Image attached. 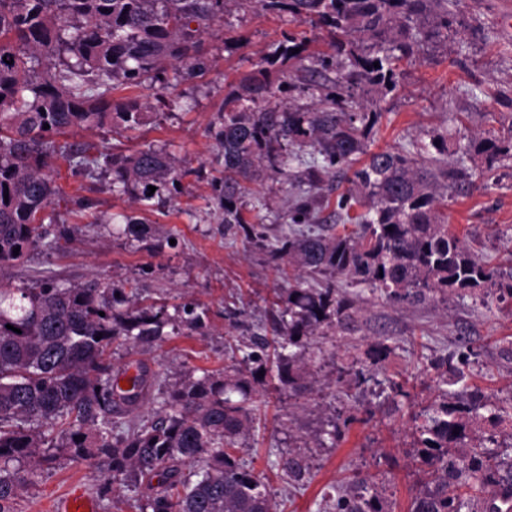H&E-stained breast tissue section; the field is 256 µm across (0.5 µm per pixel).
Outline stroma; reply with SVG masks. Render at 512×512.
Listing matches in <instances>:
<instances>
[{
  "label": "stroma",
  "instance_id": "stroma-1",
  "mask_svg": "<svg viewBox=\"0 0 512 512\" xmlns=\"http://www.w3.org/2000/svg\"><path fill=\"white\" fill-rule=\"evenodd\" d=\"M461 26L448 39L428 44L420 58L401 64L395 91L375 98L382 117L371 150L407 146L427 133L449 132L448 163L458 147L484 131L512 136V32L500 25L512 13V0H460ZM305 33L288 15L259 7L225 12L207 38L211 69L202 79L170 88L163 100L142 86L115 91L151 103L147 123L122 128L77 129L57 137L58 145L87 142L129 154L143 143L163 146L187 174L182 193L148 207V223L172 230L174 244L151 239L129 243L108 219L132 212L130 194L108 188V175L73 174L62 156L52 160L56 182L66 199L55 208L58 223L73 228L62 250L32 251L11 269L13 279L47 271L63 284L92 279L126 280L143 290L147 302L168 306L193 302L208 312L204 333L179 331L161 346L144 350L121 346L112 362H143L152 385L132 418L151 420L179 368L219 370L229 363L240 324L265 322L279 288L265 251L224 238L222 215L210 200L216 140L210 131L231 83L250 73L272 51L283 33ZM474 187L449 195L443 212L462 240L482 259L497 265L512 257V160L486 170L471 164ZM95 203L98 223L75 213L73 199ZM359 309V329L349 336H319L304 352L306 389L274 394L263 426L240 450L284 512H331L322 499L332 486L363 479L376 489L386 512H411L415 496L429 479L419 462L421 447L414 414L435 402L440 358L471 352L463 382L452 394L481 391L501 407L502 421L481 414L475 429H497L493 449L512 461V303L484 306L479 296L448 294L424 303L393 302L366 287L348 289ZM386 348L383 366L372 363ZM304 449L308 469L302 480L286 475L290 452ZM97 474L86 463L60 459L13 503L14 512H51L71 483L94 492Z\"/></svg>",
  "mask_w": 512,
  "mask_h": 512
}]
</instances>
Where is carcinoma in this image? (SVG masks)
Segmentation results:
<instances>
[{
	"instance_id": "1",
	"label": "carcinoma",
	"mask_w": 512,
	"mask_h": 512,
	"mask_svg": "<svg viewBox=\"0 0 512 512\" xmlns=\"http://www.w3.org/2000/svg\"><path fill=\"white\" fill-rule=\"evenodd\" d=\"M230 1L286 13L331 38L332 53L310 55L307 37L283 34L274 54L230 86L217 114L222 171L212 200L224 214V236L266 251L288 288L277 293L270 324L245 327L249 342L238 347L233 365L177 373L154 419L126 427L112 413L146 398L147 371L139 366L130 375L112 367L113 345L152 348L168 327L202 332L207 311L191 303L171 312L146 305L141 289L110 280L16 282L8 270L32 250L71 240L66 228L51 240L44 229L60 193L50 172L52 137L84 127H141L148 104L112 93L147 80L165 90L203 76L210 67L205 37ZM427 12L439 30L458 24L448 0H0V512H13L19 494L61 453L99 470L96 492L114 507L122 487L155 481L158 491L140 512H278L260 474L235 450L254 428L260 373L273 371L281 388L300 389L304 341L357 330L359 309L336 292V282L390 301L466 290L512 301V269L483 262L438 211V188L473 184L467 168L442 159L448 137L431 134L405 150L369 151L381 113L368 111L355 91L368 85L384 97L396 88L400 64L422 51L420 19ZM281 59L308 65L290 75L277 67ZM292 90L309 94L312 106L276 101ZM470 151L490 170L512 158V139L474 137L463 154ZM68 161L92 178L111 174L112 187L142 202L179 193L187 175L152 143L127 155L77 145ZM345 169L352 171L351 188L338 196L336 214L347 215L355 229H312L330 204L323 184ZM268 174L286 182L293 176L298 189L286 214L288 231L273 239L266 233L267 202L254 189ZM355 205L363 211L351 217ZM118 223L131 241L163 235L135 215L121 214ZM269 332L279 347L273 369ZM434 368L444 385L464 379L452 357ZM489 409L496 405L477 391L463 399L444 390L414 417L423 460L434 473L412 512H467L464 485L484 495L488 512H512V466L501 474L503 462L485 446L494 437L463 457L448 453L468 446L469 419ZM324 498L335 512H382L364 480L350 494L333 486Z\"/></svg>"
}]
</instances>
